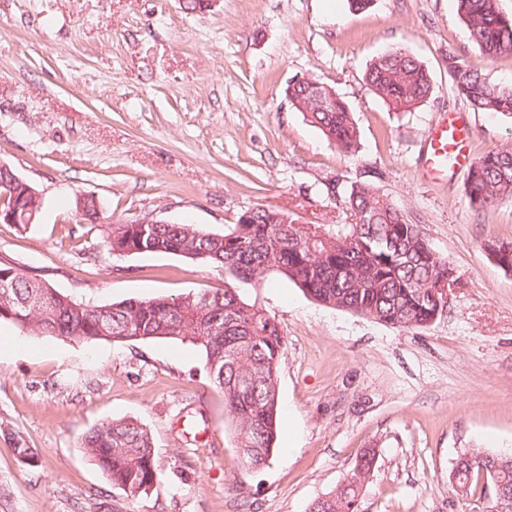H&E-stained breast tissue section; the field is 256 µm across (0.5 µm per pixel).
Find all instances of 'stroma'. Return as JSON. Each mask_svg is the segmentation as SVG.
I'll list each match as a JSON object with an SVG mask.
<instances>
[{
    "label": "stroma",
    "mask_w": 512,
    "mask_h": 512,
    "mask_svg": "<svg viewBox=\"0 0 512 512\" xmlns=\"http://www.w3.org/2000/svg\"><path fill=\"white\" fill-rule=\"evenodd\" d=\"M0 0V161L42 194L27 229L0 224V259L76 300L177 297L223 288L222 269L164 253L112 256L108 227L75 220L94 196L125 220L151 214L221 234L244 211L348 224L350 185L370 182L459 278L446 313L401 331L306 296L276 273L241 288L286 339L271 460L237 459L203 352L168 340L110 344L0 327V512H308L377 451L358 512H474L448 492L467 448L512 450V272L485 243L512 242V201L472 207L466 171L422 173L430 128L463 112L473 155L512 149V120L454 89L456 53L512 86V57L488 61L456 0ZM404 47L432 93L389 111L366 72ZM312 77L350 107L342 153L285 96ZM134 417L150 432L157 488L133 498L84 456L95 425ZM23 437L38 461L22 462Z\"/></svg>",
    "instance_id": "stroma-1"
}]
</instances>
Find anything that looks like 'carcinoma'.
I'll return each instance as SVG.
<instances>
[{
	"label": "carcinoma",
	"instance_id": "obj_1",
	"mask_svg": "<svg viewBox=\"0 0 512 512\" xmlns=\"http://www.w3.org/2000/svg\"><path fill=\"white\" fill-rule=\"evenodd\" d=\"M469 39L489 59L512 56V15L499 0H457ZM448 73L456 92L475 110L512 118V87L488 83L485 75L448 53ZM367 83L390 109L405 112L430 91L426 68L405 49L374 60ZM311 124L344 153H356L360 132L341 98L331 108L318 105L299 87L294 92ZM469 203L479 208L512 200V151H490L475 158L465 182ZM343 205L354 224H283L279 211L258 208L249 222L212 235L195 224H112L103 245L116 256L172 253L224 270V288L188 292L177 298L129 299L96 306L65 296L45 281L0 263L10 287H0V323L22 333L85 342L125 343L167 339L190 343L205 355L235 448L245 467L266 463L277 435L278 368L286 341L267 311L242 299L238 285L269 272L288 278L318 303L367 316L399 330L426 328L444 315L431 289L454 271L434 251L416 224L369 182L354 183ZM87 459L135 498L152 490L158 475L146 426L134 418L92 428L82 440ZM376 449L360 454L352 475L316 498L309 512H357L361 485L375 469ZM501 496L484 500L486 485ZM448 487L461 498L478 497L485 512H512V456L469 448L448 472Z\"/></svg>",
	"mask_w": 512,
	"mask_h": 512
}]
</instances>
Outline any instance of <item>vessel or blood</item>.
Here are the masks:
<instances>
[{
	"label": "vessel or blood",
	"mask_w": 512,
	"mask_h": 512,
	"mask_svg": "<svg viewBox=\"0 0 512 512\" xmlns=\"http://www.w3.org/2000/svg\"><path fill=\"white\" fill-rule=\"evenodd\" d=\"M469 129L461 113L451 112L433 126L424 155V170L431 176L453 175L470 164L466 141Z\"/></svg>",
	"instance_id": "vessel-or-blood-1"
}]
</instances>
